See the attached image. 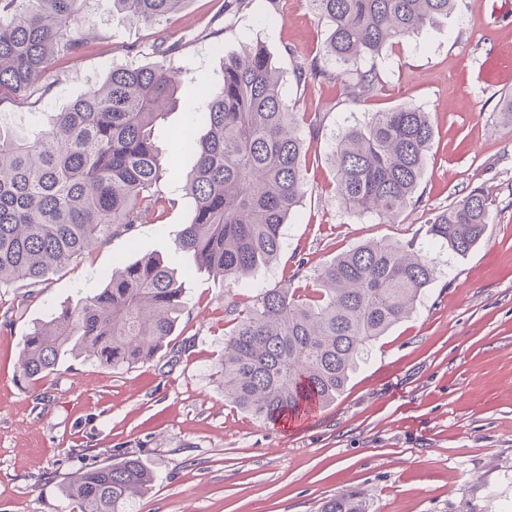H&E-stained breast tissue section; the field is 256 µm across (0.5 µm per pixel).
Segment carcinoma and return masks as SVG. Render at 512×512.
<instances>
[{"label": "carcinoma", "mask_w": 512, "mask_h": 512, "mask_svg": "<svg viewBox=\"0 0 512 512\" xmlns=\"http://www.w3.org/2000/svg\"><path fill=\"white\" fill-rule=\"evenodd\" d=\"M87 0H0V93L24 96L59 57L77 58L86 41L71 22ZM329 30L332 74L298 62L299 84L338 80L360 100L378 90L373 60L388 45L459 11V0H310ZM187 0H112L130 18L152 24ZM161 59L125 65L90 88L32 138L0 131V288L45 276L142 223L164 200L154 128L181 88ZM281 73L261 46L224 57L223 81L203 87L205 106L190 125L196 163L187 176L195 215L176 252L236 282L280 256L282 227L303 198L301 124L281 94ZM433 127L413 105L373 112L342 129L333 150L336 194L352 213L396 222L411 205L425 171ZM492 196L473 187L429 220V236L467 255L485 236ZM175 259L144 257L105 276L103 288L65 308L23 339L22 379L40 382L65 356L112 367L152 359L173 335L185 307ZM293 277L255 297L224 333L219 377L224 397L268 423L342 393L368 348L409 317L434 279L411 243L370 241L334 257L294 286ZM154 482L133 455L80 468L65 486L77 512H127ZM318 512H372L361 492L324 499Z\"/></svg>", "instance_id": "obj_1"}]
</instances>
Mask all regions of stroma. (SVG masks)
I'll return each mask as SVG.
<instances>
[{"label":"stroma","instance_id":"1","mask_svg":"<svg viewBox=\"0 0 512 512\" xmlns=\"http://www.w3.org/2000/svg\"><path fill=\"white\" fill-rule=\"evenodd\" d=\"M87 44L56 59L28 98L0 96V128L24 135L46 125L113 68L153 61L173 47L182 68L179 101L157 123L165 204L158 216L118 233L44 285L0 288V512H73L62 491L84 448L107 462L136 453L155 476L129 512H317L322 499L361 490L373 512H512V127L498 107L512 94V0H460L459 13L386 48L370 98H348L340 82L298 85L295 62L336 64L328 28L309 0H249L230 15L224 0H187L155 24L130 19L112 0H87L73 22ZM264 47L283 75V97L321 113L304 137V198L283 228L277 263L237 283L194 270L175 252L194 214L186 175L196 157L181 134L218 85L225 56ZM428 112L434 139L419 205L397 223L346 212L335 191L336 136L370 113L398 105ZM494 200L481 244L449 253L425 231L464 189ZM412 242L437 277L409 318L370 347L330 405L292 427L268 423L224 398L217 361L231 309L291 277L314 274L367 241ZM175 256L185 270V309L153 359L109 367L63 359L43 381L19 376L22 339L52 313L89 296L116 263Z\"/></svg>","mask_w":512,"mask_h":512}]
</instances>
